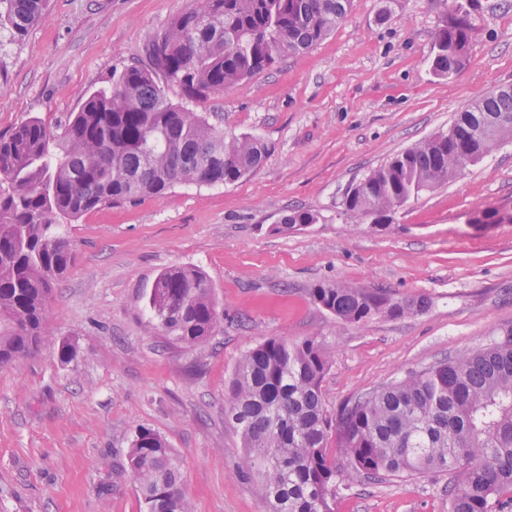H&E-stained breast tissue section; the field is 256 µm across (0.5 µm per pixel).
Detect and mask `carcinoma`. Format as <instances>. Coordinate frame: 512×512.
Returning <instances> with one entry per match:
<instances>
[{"label": "carcinoma", "instance_id": "carcinoma-1", "mask_svg": "<svg viewBox=\"0 0 512 512\" xmlns=\"http://www.w3.org/2000/svg\"><path fill=\"white\" fill-rule=\"evenodd\" d=\"M443 4L433 67L449 76L467 57L476 19L472 0ZM353 6L354 0H194L149 42L150 68L112 74L54 132L30 117L0 133V366L54 344L47 302L74 258L60 220L163 195L178 183L233 184L263 162L259 139L224 134L203 114L169 102L166 87L189 102L239 87L318 44ZM46 9L47 0H0V27L23 36ZM496 114L512 116V90L481 96L448 131L351 185L343 213L382 225L397 208L460 175L461 150L469 149L477 164L512 143V126L485 125ZM315 220L309 211H293L279 230ZM311 295L346 325L401 318L428 304L342 283ZM149 305L162 330L187 347L223 329L214 289L193 267L162 272ZM328 366L327 352L312 339L269 338L242 354L225 387L227 419L243 440L238 470L267 512H335L331 444L352 460L351 478L448 474V512H501V496L512 494V329L488 349L410 372L347 400L336 413L321 391ZM127 474L146 512H192L178 457L154 430H136Z\"/></svg>", "mask_w": 512, "mask_h": 512}]
</instances>
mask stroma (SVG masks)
Returning a JSON list of instances; mask_svg holds the SVG:
<instances>
[{
    "label": "stroma",
    "instance_id": "35a3bbf8",
    "mask_svg": "<svg viewBox=\"0 0 512 512\" xmlns=\"http://www.w3.org/2000/svg\"><path fill=\"white\" fill-rule=\"evenodd\" d=\"M463 67L435 73L442 0H354L307 52L198 103L225 133L259 138L262 165L232 185L178 184L64 227L76 259L48 314L57 342L0 368V512H143L125 468L139 427L179 458L194 512H266L236 463L224 387L241 355L271 337L312 339L330 356L329 410L430 364L471 354L512 327V144L400 208L388 227L355 225L346 188L448 130L458 112L512 84V0H473ZM192 0H49L19 38L0 29V132L30 117L50 128L78 111ZM291 210L315 223L279 233ZM488 210L507 221L477 223ZM200 269L224 329L201 347L170 341L148 307L158 275ZM342 282L427 297L428 308L361 326L317 305ZM335 512H448L442 475L347 481Z\"/></svg>",
    "mask_w": 512,
    "mask_h": 512
}]
</instances>
